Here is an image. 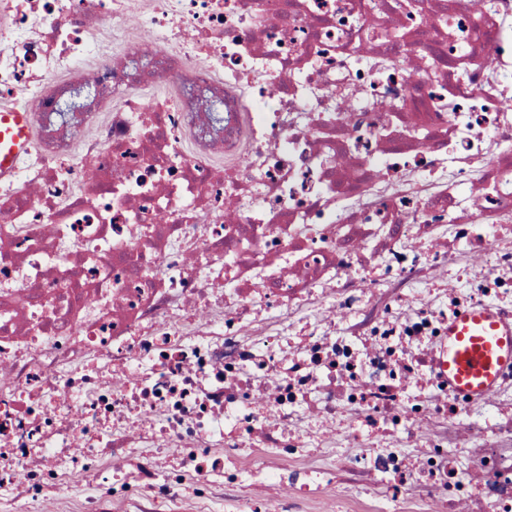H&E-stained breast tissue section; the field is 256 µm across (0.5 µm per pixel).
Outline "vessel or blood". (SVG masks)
<instances>
[{
	"label": "vessel or blood",
	"mask_w": 512,
	"mask_h": 512,
	"mask_svg": "<svg viewBox=\"0 0 512 512\" xmlns=\"http://www.w3.org/2000/svg\"><path fill=\"white\" fill-rule=\"evenodd\" d=\"M31 141L26 112L0 109V174L12 171L16 156ZM448 382L458 391L483 397L494 391L500 369L512 366V322L490 307L465 312L448 325L443 350Z\"/></svg>",
	"instance_id": "1"
}]
</instances>
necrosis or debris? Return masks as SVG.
Wrapping results in <instances>:
<instances>
[{
    "instance_id": "obj_1",
    "label": "necrosis or debris",
    "mask_w": 512,
    "mask_h": 512,
    "mask_svg": "<svg viewBox=\"0 0 512 512\" xmlns=\"http://www.w3.org/2000/svg\"><path fill=\"white\" fill-rule=\"evenodd\" d=\"M0 101V512H512V0H0ZM31 141L27 112L17 109H0V174L13 170L16 156L24 152ZM443 357L448 384L475 397L490 394L499 370L512 366V322L488 306L459 315L448 324Z\"/></svg>"
}]
</instances>
